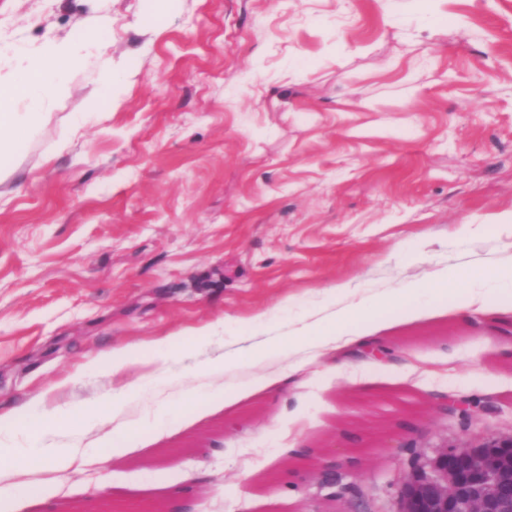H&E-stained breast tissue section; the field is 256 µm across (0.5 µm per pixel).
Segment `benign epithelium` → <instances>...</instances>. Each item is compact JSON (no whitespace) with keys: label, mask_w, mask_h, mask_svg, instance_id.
<instances>
[{"label":"benign epithelium","mask_w":512,"mask_h":512,"mask_svg":"<svg viewBox=\"0 0 512 512\" xmlns=\"http://www.w3.org/2000/svg\"><path fill=\"white\" fill-rule=\"evenodd\" d=\"M512 435L443 448L400 490L399 512H512Z\"/></svg>","instance_id":"7a95c632"}]
</instances>
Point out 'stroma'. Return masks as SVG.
Listing matches in <instances>:
<instances>
[{
    "label": "stroma",
    "instance_id": "1",
    "mask_svg": "<svg viewBox=\"0 0 512 512\" xmlns=\"http://www.w3.org/2000/svg\"><path fill=\"white\" fill-rule=\"evenodd\" d=\"M155 6L0 0L2 77L16 48L90 34L0 177V413L133 382L142 423L132 452L24 512L176 495L192 512H397L442 447L512 434V329L453 309L512 256V0H169L160 21ZM438 269L449 307L383 327L382 365L335 352L299 393L276 351L154 418L162 340L164 377L193 387L219 352ZM115 347L128 369L94 371ZM446 396L468 415L441 414Z\"/></svg>",
    "mask_w": 512,
    "mask_h": 512
}]
</instances>
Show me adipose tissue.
<instances>
[{"instance_id":"1","label":"adipose tissue","mask_w":512,"mask_h":512,"mask_svg":"<svg viewBox=\"0 0 512 512\" xmlns=\"http://www.w3.org/2000/svg\"><path fill=\"white\" fill-rule=\"evenodd\" d=\"M72 63L71 48L58 45L14 76L11 89L28 101L32 117H39L46 103L64 91ZM390 308L391 300L385 294L372 295L365 303H334L322 309L319 317L304 323L295 335L273 336L233 352L217 354L208 360L205 371L215 374L239 362L258 363L274 350L301 352L311 359L350 345H368L373 333L389 323ZM134 391L132 385H118L99 399L72 404L69 417L85 422L105 419L112 425L101 449L93 453L87 451L77 434L64 442L45 439V432L57 419L55 412L37 414L24 406L0 413V436L26 430L35 440L33 447L24 450L0 451V487L11 492V512H23L26 499L39 493L48 475L105 462L136 448L138 424L124 414L125 403Z\"/></svg>"}]
</instances>
